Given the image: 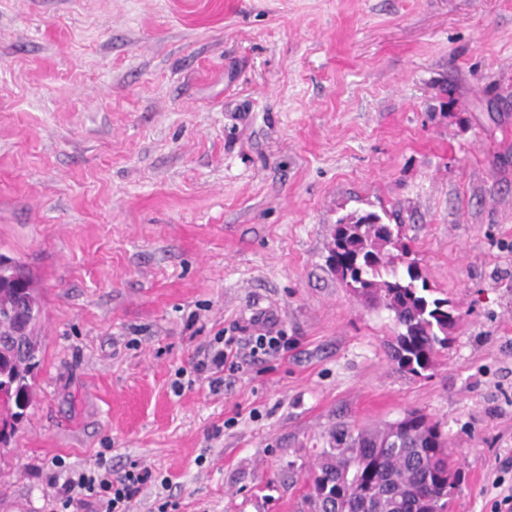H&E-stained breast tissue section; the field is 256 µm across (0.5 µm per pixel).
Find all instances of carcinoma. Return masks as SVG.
<instances>
[{
	"label": "carcinoma",
	"instance_id": "obj_1",
	"mask_svg": "<svg viewBox=\"0 0 512 512\" xmlns=\"http://www.w3.org/2000/svg\"><path fill=\"white\" fill-rule=\"evenodd\" d=\"M403 225L385 224L375 213H350L336 225L328 267L369 307L387 310L398 328L391 358L420 375L435 365L438 349L448 345L458 319L449 301L431 297L417 262L408 259ZM0 332L27 328L37 346L38 319L19 312V299L36 313L41 303L24 265L0 272ZM39 359L6 349L0 373L12 384L13 397L0 401V420L18 422L33 402L34 370ZM460 474L453 451L439 427L419 411L366 429L341 426L329 434L310 473L303 501L306 512H449Z\"/></svg>",
	"mask_w": 512,
	"mask_h": 512
}]
</instances>
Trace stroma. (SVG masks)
<instances>
[{
  "mask_svg": "<svg viewBox=\"0 0 512 512\" xmlns=\"http://www.w3.org/2000/svg\"><path fill=\"white\" fill-rule=\"evenodd\" d=\"M353 211L456 309L431 370L326 266ZM0 254L42 299L0 512L101 456L130 512H298L329 431L411 409L451 512H512V0H0ZM263 319L287 349L195 373ZM217 342H221L224 340V345L222 348L215 349L213 351H208L204 354L203 359H200L195 364V369L198 372H209L212 374L210 376L211 384H221L224 380L223 377L218 374L224 371V368L229 365V368L232 369L235 366L239 367L238 364L241 363V355L238 349L234 348L235 338L229 336L228 338H224V336L215 337Z\"/></svg>",
  "mask_w": 512,
  "mask_h": 512,
  "instance_id": "35a3bbf8",
  "label": "stroma"
}]
</instances>
